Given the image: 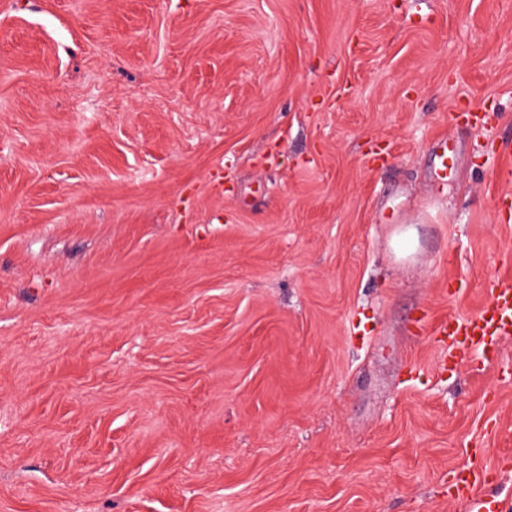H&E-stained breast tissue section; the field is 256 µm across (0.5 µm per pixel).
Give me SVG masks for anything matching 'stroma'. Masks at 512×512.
Here are the masks:
<instances>
[{
  "label": "stroma",
  "mask_w": 512,
  "mask_h": 512,
  "mask_svg": "<svg viewBox=\"0 0 512 512\" xmlns=\"http://www.w3.org/2000/svg\"><path fill=\"white\" fill-rule=\"evenodd\" d=\"M509 143L512 0H0V512L512 505ZM488 299L480 312L450 317L435 328V335L447 342L450 357L471 359L475 352L491 354L502 336L511 335L512 281H494ZM484 472L487 469L470 455L466 463L456 468V482L448 496L467 503L471 512H503L502 501L493 495L479 493L486 481Z\"/></svg>",
  "instance_id": "obj_1"
}]
</instances>
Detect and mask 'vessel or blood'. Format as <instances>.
<instances>
[{
	"label": "vessel or blood",
	"mask_w": 512,
	"mask_h": 512,
	"mask_svg": "<svg viewBox=\"0 0 512 512\" xmlns=\"http://www.w3.org/2000/svg\"><path fill=\"white\" fill-rule=\"evenodd\" d=\"M448 345L450 356L472 358L474 353L490 354L501 337L512 334V281H494L488 303L478 313L466 317H451L435 329ZM485 469L476 460H469L456 469V482L449 498L467 503L470 512H503L495 496L484 493Z\"/></svg>",
	"instance_id": "obj_1"
}]
</instances>
